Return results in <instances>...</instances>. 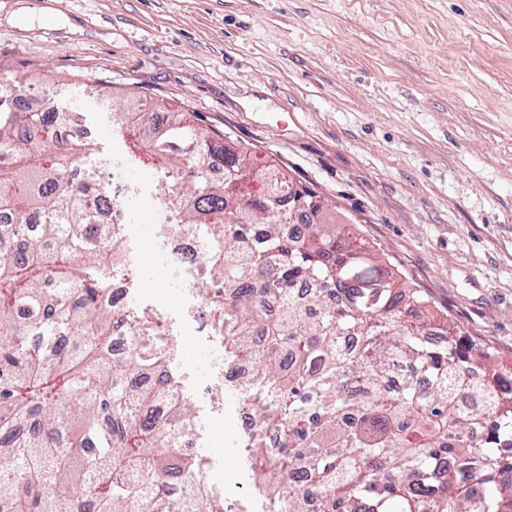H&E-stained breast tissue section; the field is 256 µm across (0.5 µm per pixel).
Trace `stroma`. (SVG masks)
Wrapping results in <instances>:
<instances>
[{
  "label": "stroma",
  "instance_id": "stroma-1",
  "mask_svg": "<svg viewBox=\"0 0 512 512\" xmlns=\"http://www.w3.org/2000/svg\"><path fill=\"white\" fill-rule=\"evenodd\" d=\"M33 73L25 98L78 106L104 178L136 186L127 301L160 310L193 451L242 512L267 510L243 478V401L228 384L202 391L224 345L193 335L196 290L142 276L166 237L162 183L81 75L196 113L271 161L463 339L512 357V0H0V76Z\"/></svg>",
  "mask_w": 512,
  "mask_h": 512
}]
</instances>
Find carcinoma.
I'll list each match as a JSON object with an SVG mask.
<instances>
[{"label":"carcinoma","mask_w":512,"mask_h":512,"mask_svg":"<svg viewBox=\"0 0 512 512\" xmlns=\"http://www.w3.org/2000/svg\"><path fill=\"white\" fill-rule=\"evenodd\" d=\"M22 99L20 86L0 88V207L36 225L20 251L0 224V434L12 438L0 447V512H76L82 501L94 512H224L211 461L181 447L194 416L169 370L168 331L147 309L112 308L103 271L124 254L85 202L101 172L71 135L83 113L31 112ZM119 115L165 170L182 214L169 230L205 229L200 285L224 360H257L235 390L254 416L246 476L272 512H307L311 497L327 512H512V360L454 334L429 343V329L449 326L427 295L349 233L315 222L288 236V180L224 147L195 113L169 109L162 131L132 101ZM256 177L261 197L229 190ZM114 336L132 338L128 359L111 361ZM161 399L170 415L145 417Z\"/></svg>","instance_id":"1"}]
</instances>
